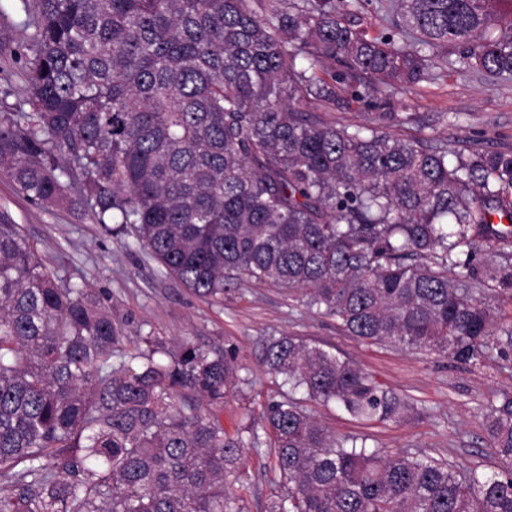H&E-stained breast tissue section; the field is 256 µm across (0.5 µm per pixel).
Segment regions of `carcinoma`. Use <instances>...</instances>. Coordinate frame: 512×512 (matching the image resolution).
Returning a JSON list of instances; mask_svg holds the SVG:
<instances>
[{"label":"carcinoma","mask_w":512,"mask_h":512,"mask_svg":"<svg viewBox=\"0 0 512 512\" xmlns=\"http://www.w3.org/2000/svg\"><path fill=\"white\" fill-rule=\"evenodd\" d=\"M512 0H22L30 110L0 120V175L31 202L78 194L109 234L134 238L195 295L244 281L300 291L362 342L462 365L512 359V152L444 145L308 116L313 98L372 103L436 71L512 75ZM453 52H448V48ZM503 262L488 273L477 253ZM95 289L64 280L0 208V512H236L244 449L274 456L265 512H512V392L480 406L507 464L459 472L426 455L338 439L294 397L363 421L414 402L297 336L262 363L288 393L264 435L217 410L247 381L232 349L147 335L126 352ZM361 26L365 28L370 35L391 32L394 24L393 15L378 11L372 6L366 8L360 13Z\"/></svg>","instance_id":"1"}]
</instances>
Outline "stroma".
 <instances>
[{
	"label": "stroma",
	"instance_id": "obj_1",
	"mask_svg": "<svg viewBox=\"0 0 512 512\" xmlns=\"http://www.w3.org/2000/svg\"><path fill=\"white\" fill-rule=\"evenodd\" d=\"M20 0H0V34L8 36L19 56L0 57V117L27 111V92L18 73L33 55L30 31ZM393 111L418 113V124L390 123L392 137L429 146L452 145L471 154L483 150L512 151V78L493 79L476 70H457L432 83L389 95ZM306 111L328 125H365L375 108L357 102L332 106L311 101ZM23 225L48 266L64 278L99 290L135 349L144 335L166 343L190 337L202 348L233 346L248 369V384L227 398L221 410L226 432L248 423L262 424L265 407L277 388L262 365L270 337L291 334L351 360L394 392L414 400L419 412L411 420L365 422L335 405L308 403L307 408L336 436L366 439L369 446L393 452L426 454L448 460L458 470L470 467L490 473L502 463L492 452L479 405L512 391V364L491 361L483 366L457 365L427 351L360 342L336 320L308 308L287 290L255 282L225 294L215 303L192 294L142 250L121 236L104 233L86 213L74 208H47L18 194L0 175V206ZM268 453L246 450L231 479V491L242 512H264L277 490Z\"/></svg>",
	"mask_w": 512,
	"mask_h": 512
}]
</instances>
